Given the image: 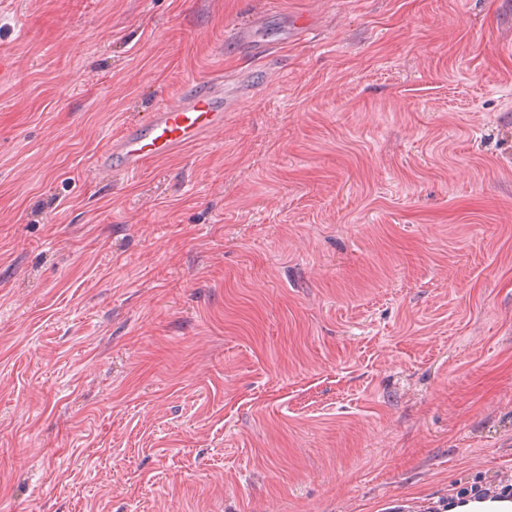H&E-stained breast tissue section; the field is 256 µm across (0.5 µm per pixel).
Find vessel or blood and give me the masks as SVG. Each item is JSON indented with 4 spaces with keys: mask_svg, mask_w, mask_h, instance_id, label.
<instances>
[{
    "mask_svg": "<svg viewBox=\"0 0 512 512\" xmlns=\"http://www.w3.org/2000/svg\"><path fill=\"white\" fill-rule=\"evenodd\" d=\"M225 101L223 79L196 83L177 101L157 107L147 121L127 126L110 140L99 162L122 175H136L147 160L168 157L223 129Z\"/></svg>",
    "mask_w": 512,
    "mask_h": 512,
    "instance_id": "vessel-or-blood-1",
    "label": "vessel or blood"
}]
</instances>
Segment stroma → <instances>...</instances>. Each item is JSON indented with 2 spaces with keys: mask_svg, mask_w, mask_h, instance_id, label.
<instances>
[{
  "mask_svg": "<svg viewBox=\"0 0 512 512\" xmlns=\"http://www.w3.org/2000/svg\"><path fill=\"white\" fill-rule=\"evenodd\" d=\"M214 76L223 129L97 170ZM510 473L512 0H0V512Z\"/></svg>",
  "mask_w": 512,
  "mask_h": 512,
  "instance_id": "obj_1",
  "label": "stroma"
}]
</instances>
